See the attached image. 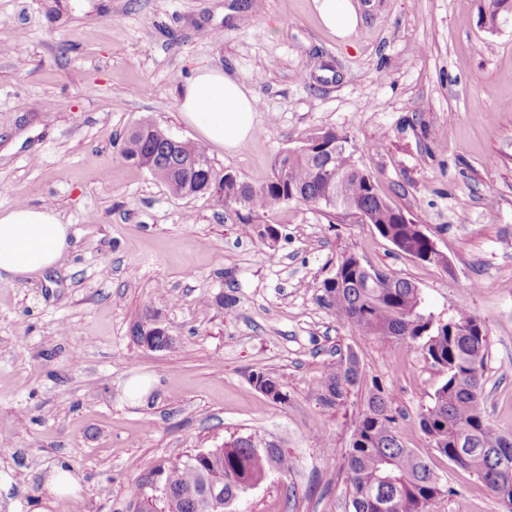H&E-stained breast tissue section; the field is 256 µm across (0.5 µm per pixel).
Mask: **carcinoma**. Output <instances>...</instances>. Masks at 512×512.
Wrapping results in <instances>:
<instances>
[{"instance_id": "obj_1", "label": "carcinoma", "mask_w": 512, "mask_h": 512, "mask_svg": "<svg viewBox=\"0 0 512 512\" xmlns=\"http://www.w3.org/2000/svg\"><path fill=\"white\" fill-rule=\"evenodd\" d=\"M503 4L504 0H488L481 15L488 28H494L496 17L505 12ZM164 135L152 123L139 124L123 141L122 157L146 168L175 196L193 191L226 202L241 200L238 207L244 213L238 217L242 231L249 236L277 240L278 232L260 219L290 202L318 207L328 214L363 210L370 214L375 229L399 251L433 265L443 260L420 225L401 223V210L379 201L374 182L358 175L356 149L344 133L328 129L307 141L315 150L340 145L331 167L344 178L342 195L336 183L329 181L316 153L302 149L280 153L269 180L256 187L232 171L217 174L206 149L197 143L184 141L177 150H169ZM316 300L366 336L422 342L427 358L446 372V379L420 414L423 432L439 454L476 474L504 512H512V434L501 432L487 415L483 382L486 336L478 321L462 309L454 310L446 320L435 318L423 310L415 284L388 268L359 267L354 255L343 257L334 276L316 287ZM362 377L357 356L349 353L320 381L316 400L322 406H340ZM249 382L275 402L288 401L283 383L273 375L254 371ZM218 452L213 462L204 466L188 455L168 470L163 512H211L206 469L215 468L222 474L227 508L269 472L286 474L289 470L288 454L280 450L271 457L249 436L225 442ZM344 467L353 512H435L437 500L453 494L429 463L404 445L397 431L393 398L376 379L356 421Z\"/></svg>"}]
</instances>
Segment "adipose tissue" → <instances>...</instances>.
Returning a JSON list of instances; mask_svg holds the SVG:
<instances>
[{
  "mask_svg": "<svg viewBox=\"0 0 512 512\" xmlns=\"http://www.w3.org/2000/svg\"><path fill=\"white\" fill-rule=\"evenodd\" d=\"M177 104L185 123L206 143L236 151L254 134L255 98L214 66L193 70L179 89ZM69 247V227L55 209L18 205L0 211L1 281L46 273Z\"/></svg>",
  "mask_w": 512,
  "mask_h": 512,
  "instance_id": "adipose-tissue-1",
  "label": "adipose tissue"
}]
</instances>
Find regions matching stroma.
Instances as JSON below:
<instances>
[{
	"label": "stroma",
	"mask_w": 512,
	"mask_h": 512,
	"mask_svg": "<svg viewBox=\"0 0 512 512\" xmlns=\"http://www.w3.org/2000/svg\"><path fill=\"white\" fill-rule=\"evenodd\" d=\"M358 2L342 38L313 0H0V211L50 205L71 231L45 279L0 281V474L12 479L0 512H28L63 458L81 492L50 512H138L146 497L163 512L149 471L239 436L281 448L292 469L236 512H351L343 461L375 381L404 444L455 490L436 512H502L419 426L444 372L419 345L362 335L314 286L351 253L414 283L435 317L465 309L486 334L487 412L512 434V13L492 32L487 0ZM198 62L256 100L255 137L212 147L215 170L258 186L280 152L347 133L447 267L352 215L294 202L262 218L278 242L246 236L219 198L173 196L123 159L124 135L144 121L194 139L176 91ZM145 319L172 348L133 339ZM350 352L360 385L319 405L320 381ZM259 370L282 378L286 403L249 382ZM137 381L146 392L134 398Z\"/></svg>",
	"instance_id": "obj_1"
}]
</instances>
